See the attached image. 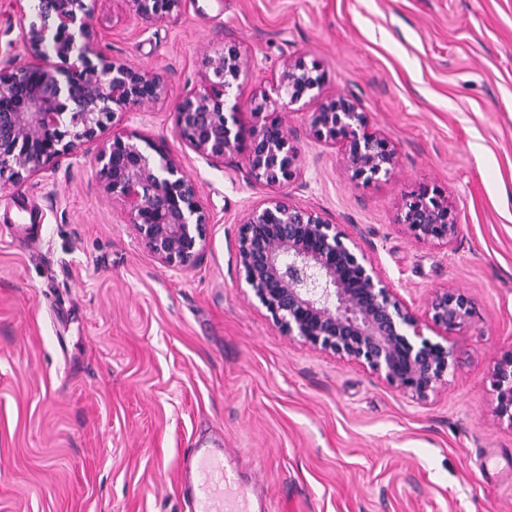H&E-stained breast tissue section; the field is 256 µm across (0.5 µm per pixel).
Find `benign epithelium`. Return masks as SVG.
<instances>
[{
	"mask_svg": "<svg viewBox=\"0 0 512 512\" xmlns=\"http://www.w3.org/2000/svg\"><path fill=\"white\" fill-rule=\"evenodd\" d=\"M98 0H13L26 60L0 68V181L19 184L56 169L86 144L105 189L120 200L153 257L171 268L192 264L206 216L199 187L161 142L122 126L143 107L172 105L174 133L184 148L222 165L245 147V179L271 190L238 225L236 260L253 296L279 330L346 356L392 386L426 399L446 383L451 366L444 339L470 322V299L440 288L422 319L377 272L353 237L320 213L293 204L280 188L301 176L300 156L281 120L243 126L228 106L240 77L254 67L234 44L203 59L200 82L171 99L167 76L106 55L91 20ZM145 21L170 18L185 0H128ZM276 106L308 95L316 102L310 133L339 147L354 182L387 174L396 155L383 136L366 131L367 117L346 95L324 97L322 75L299 58L272 74ZM110 136H105L107 130ZM399 222L419 241L446 246L460 230L442 195L408 196ZM494 413L512 428V350L493 369Z\"/></svg>",
	"mask_w": 512,
	"mask_h": 512,
	"instance_id": "obj_1",
	"label": "benign epithelium"
}]
</instances>
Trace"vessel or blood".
<instances>
[{
  "label": "vessel or blood",
  "mask_w": 512,
  "mask_h": 512,
  "mask_svg": "<svg viewBox=\"0 0 512 512\" xmlns=\"http://www.w3.org/2000/svg\"><path fill=\"white\" fill-rule=\"evenodd\" d=\"M177 491L190 512H246L225 493L229 482L224 467V448L211 440H196L187 449Z\"/></svg>",
  "instance_id": "1"
}]
</instances>
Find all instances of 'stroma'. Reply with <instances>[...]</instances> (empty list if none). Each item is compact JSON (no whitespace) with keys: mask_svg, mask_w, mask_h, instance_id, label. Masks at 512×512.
Here are the masks:
<instances>
[{"mask_svg":"<svg viewBox=\"0 0 512 512\" xmlns=\"http://www.w3.org/2000/svg\"><path fill=\"white\" fill-rule=\"evenodd\" d=\"M106 53L193 87L205 53L238 43L255 66L236 92L245 123L272 73L317 64L396 164L352 182L280 117L302 176L291 201L343 225L417 315L432 293L475 315L448 335V384L420 400L358 362L284 336L235 257L251 206L244 153L214 166L173 134L170 108L125 124L178 155L207 224L195 261L160 264L107 193L92 153L0 184V512H185L183 453L218 438L279 512H512V429L492 375L512 350V0H187L147 22L100 0ZM439 191L461 232L415 239L407 196Z\"/></svg>","mask_w":512,"mask_h":512,"instance_id":"stroma-1","label":"stroma"}]
</instances>
